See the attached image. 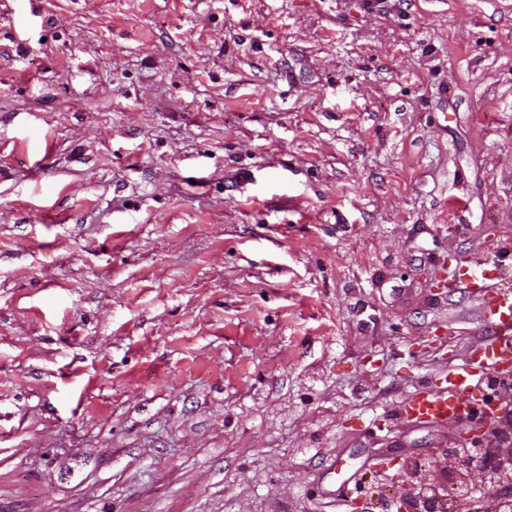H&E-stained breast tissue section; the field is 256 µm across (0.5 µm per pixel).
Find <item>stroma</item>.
<instances>
[{"mask_svg": "<svg viewBox=\"0 0 512 512\" xmlns=\"http://www.w3.org/2000/svg\"><path fill=\"white\" fill-rule=\"evenodd\" d=\"M458 259L512 288V0H0V512H395L487 444L400 412Z\"/></svg>", "mask_w": 512, "mask_h": 512, "instance_id": "1", "label": "stroma"}]
</instances>
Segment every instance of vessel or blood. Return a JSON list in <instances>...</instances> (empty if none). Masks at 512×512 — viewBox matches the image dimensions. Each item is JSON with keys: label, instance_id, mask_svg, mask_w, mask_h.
Instances as JSON below:
<instances>
[{"label": "vessel or blood", "instance_id": "obj_1", "mask_svg": "<svg viewBox=\"0 0 512 512\" xmlns=\"http://www.w3.org/2000/svg\"><path fill=\"white\" fill-rule=\"evenodd\" d=\"M496 275V267L485 261L449 268V287L482 297L492 334L471 351L463 365L449 368L441 385L421 388L405 399L400 411L412 423L441 424L477 409L486 433L498 430L504 407L485 396L482 384L490 377L512 383V290L492 287Z\"/></svg>", "mask_w": 512, "mask_h": 512}]
</instances>
